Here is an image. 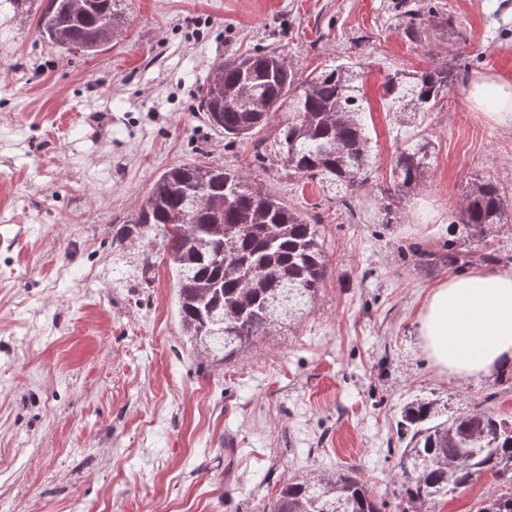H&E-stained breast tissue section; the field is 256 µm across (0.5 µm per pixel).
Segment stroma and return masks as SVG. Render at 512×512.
I'll return each instance as SVG.
<instances>
[{
	"mask_svg": "<svg viewBox=\"0 0 512 512\" xmlns=\"http://www.w3.org/2000/svg\"><path fill=\"white\" fill-rule=\"evenodd\" d=\"M400 0H126L94 56L43 39L41 0H0V512H267L289 478L353 468L385 512H476L489 476L412 503L399 493L402 406L416 396L512 413L498 371L463 379L424 350L431 288L462 273H512V117L470 108V80L512 77V0H427L446 26L407 36ZM274 45L306 74L363 72L374 165L343 208L289 174L272 136L226 144L198 110L216 59ZM448 62L460 73L413 126H398L387 74ZM434 146L415 188L395 192L406 139ZM240 170L318 223L328 274L301 319L224 362L184 335L178 276L112 242L175 164ZM495 182L501 223L457 217L473 183Z\"/></svg>",
	"mask_w": 512,
	"mask_h": 512,
	"instance_id": "1",
	"label": "stroma"
}]
</instances>
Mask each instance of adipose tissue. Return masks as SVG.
<instances>
[{
  "mask_svg": "<svg viewBox=\"0 0 512 512\" xmlns=\"http://www.w3.org/2000/svg\"><path fill=\"white\" fill-rule=\"evenodd\" d=\"M467 101L479 111L510 114L512 80L478 75ZM417 331L435 363L461 378L512 364V273H472L438 284L422 305Z\"/></svg>",
  "mask_w": 512,
  "mask_h": 512,
  "instance_id": "obj_1",
  "label": "adipose tissue"
}]
</instances>
